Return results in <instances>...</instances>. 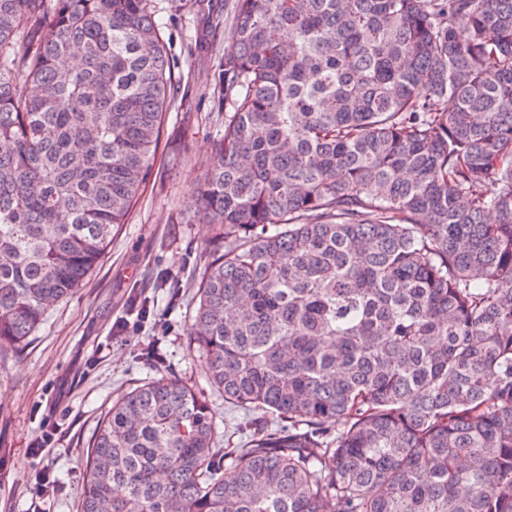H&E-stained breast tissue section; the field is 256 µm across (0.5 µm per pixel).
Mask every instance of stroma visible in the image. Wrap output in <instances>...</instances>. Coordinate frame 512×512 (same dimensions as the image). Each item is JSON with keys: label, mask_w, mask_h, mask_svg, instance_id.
<instances>
[{"label": "stroma", "mask_w": 512, "mask_h": 512, "mask_svg": "<svg viewBox=\"0 0 512 512\" xmlns=\"http://www.w3.org/2000/svg\"><path fill=\"white\" fill-rule=\"evenodd\" d=\"M155 19L169 42L178 85L193 91L191 111L172 101L152 175L96 271L54 307L19 350L0 355V512H79L89 443L113 400L131 386L166 376L203 383L187 350L191 282L208 257L209 225L176 223L203 180L215 127L207 61L196 17L157 0ZM67 412L60 439L31 453L45 410ZM219 443L239 444L261 413L215 400ZM49 477L44 498L30 488Z\"/></svg>", "instance_id": "stroma-1"}]
</instances>
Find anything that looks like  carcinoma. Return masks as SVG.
<instances>
[{"label": "carcinoma", "mask_w": 512, "mask_h": 512, "mask_svg": "<svg viewBox=\"0 0 512 512\" xmlns=\"http://www.w3.org/2000/svg\"><path fill=\"white\" fill-rule=\"evenodd\" d=\"M187 2L222 50L178 213L213 226L188 327L210 390L114 399L79 512H512V0ZM155 13L0 0V350L151 172L176 91ZM214 395L276 427L217 448Z\"/></svg>", "instance_id": "cac0c4a2"}]
</instances>
